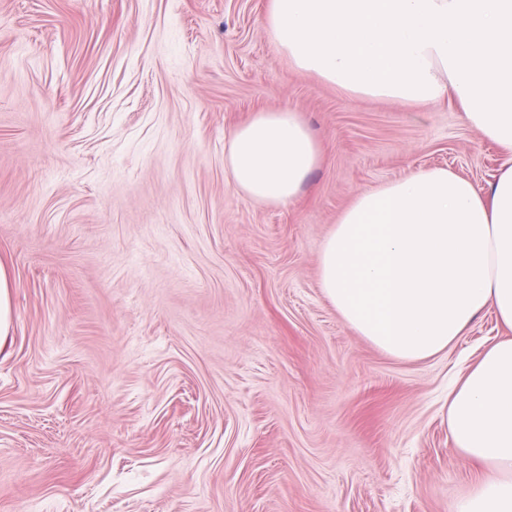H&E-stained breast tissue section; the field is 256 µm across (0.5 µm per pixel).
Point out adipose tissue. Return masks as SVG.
Listing matches in <instances>:
<instances>
[{"label":"adipose tissue","instance_id":"1","mask_svg":"<svg viewBox=\"0 0 512 512\" xmlns=\"http://www.w3.org/2000/svg\"><path fill=\"white\" fill-rule=\"evenodd\" d=\"M262 24L298 72L355 98L451 101L504 157L482 188L438 167L356 196L319 259L345 324L404 362L447 350L488 308L512 332V0H268ZM320 161L289 107L251 113L224 150L234 187L273 206ZM446 419L453 451L490 471L449 512H512V335L461 374Z\"/></svg>","mask_w":512,"mask_h":512}]
</instances>
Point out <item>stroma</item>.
<instances>
[{
	"label": "stroma",
	"instance_id": "stroma-1",
	"mask_svg": "<svg viewBox=\"0 0 512 512\" xmlns=\"http://www.w3.org/2000/svg\"><path fill=\"white\" fill-rule=\"evenodd\" d=\"M265 0H0V512H448L454 378L505 337L396 360L344 324L322 245L364 190L502 159L452 103L358 99L296 71ZM292 107L323 161L300 201L224 170ZM13 280L9 266L0 260V353L3 354L11 336V293Z\"/></svg>",
	"mask_w": 512,
	"mask_h": 512
}]
</instances>
